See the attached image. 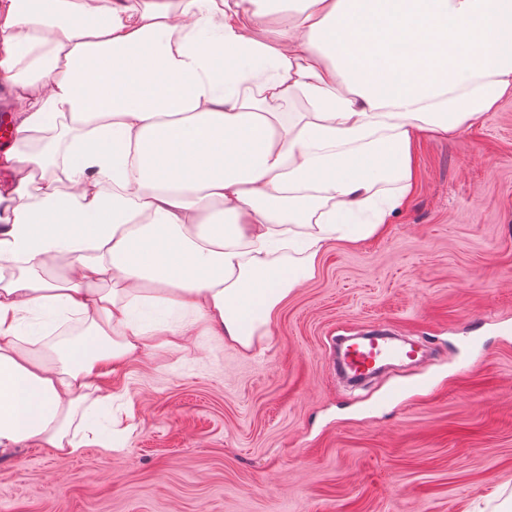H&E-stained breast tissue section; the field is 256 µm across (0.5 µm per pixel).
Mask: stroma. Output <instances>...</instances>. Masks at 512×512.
Here are the masks:
<instances>
[{
  "instance_id": "stroma-1",
  "label": "stroma",
  "mask_w": 512,
  "mask_h": 512,
  "mask_svg": "<svg viewBox=\"0 0 512 512\" xmlns=\"http://www.w3.org/2000/svg\"><path fill=\"white\" fill-rule=\"evenodd\" d=\"M419 182L385 233L332 242L261 353L198 330L116 382L121 450L0 459V512H502L512 502V95L414 150ZM387 325L423 364L362 389L337 336Z\"/></svg>"
}]
</instances>
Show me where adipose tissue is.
I'll return each instance as SVG.
<instances>
[{
  "label": "adipose tissue",
  "mask_w": 512,
  "mask_h": 512,
  "mask_svg": "<svg viewBox=\"0 0 512 512\" xmlns=\"http://www.w3.org/2000/svg\"><path fill=\"white\" fill-rule=\"evenodd\" d=\"M0 88V458L73 456L117 446L108 375L199 327L251 356L385 230L415 142L512 95V0H0Z\"/></svg>",
  "instance_id": "ef3b65f1"
}]
</instances>
